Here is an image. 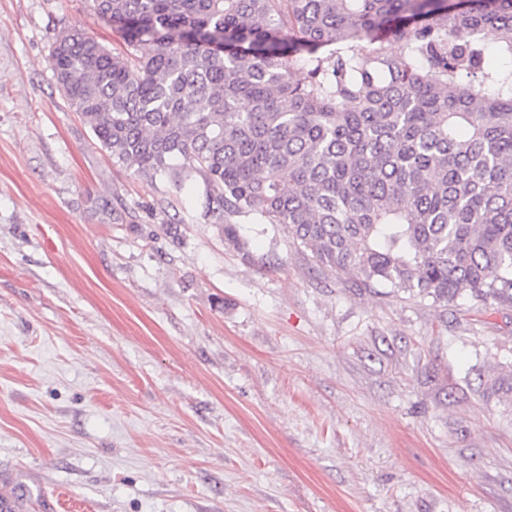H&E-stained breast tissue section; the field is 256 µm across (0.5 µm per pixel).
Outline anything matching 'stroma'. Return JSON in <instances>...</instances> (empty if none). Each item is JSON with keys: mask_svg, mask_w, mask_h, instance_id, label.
<instances>
[{"mask_svg": "<svg viewBox=\"0 0 512 512\" xmlns=\"http://www.w3.org/2000/svg\"><path fill=\"white\" fill-rule=\"evenodd\" d=\"M0 0V492L18 512H512V310L376 294L127 170Z\"/></svg>", "mask_w": 512, "mask_h": 512, "instance_id": "stroma-1", "label": "stroma"}]
</instances>
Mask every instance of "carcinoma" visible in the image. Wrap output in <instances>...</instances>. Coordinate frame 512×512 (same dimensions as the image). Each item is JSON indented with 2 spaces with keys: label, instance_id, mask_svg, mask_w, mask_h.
I'll list each match as a JSON object with an SVG mask.
<instances>
[{
  "label": "carcinoma",
  "instance_id": "obj_1",
  "mask_svg": "<svg viewBox=\"0 0 512 512\" xmlns=\"http://www.w3.org/2000/svg\"><path fill=\"white\" fill-rule=\"evenodd\" d=\"M93 7L148 50L74 28L50 65L126 169L201 181L231 242L280 224L359 288L512 308V0Z\"/></svg>",
  "mask_w": 512,
  "mask_h": 512
}]
</instances>
